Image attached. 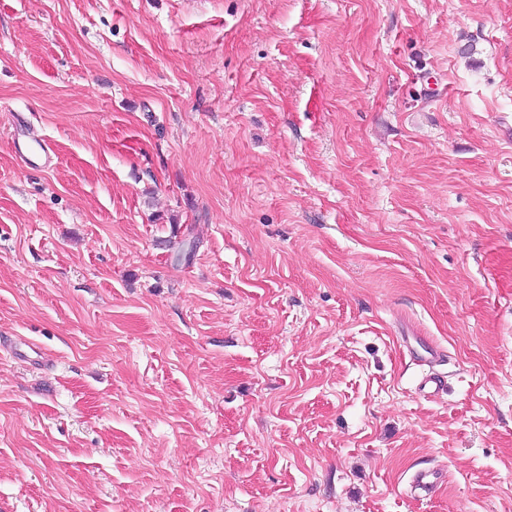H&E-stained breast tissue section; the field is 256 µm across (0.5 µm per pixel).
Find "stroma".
I'll return each instance as SVG.
<instances>
[{
    "mask_svg": "<svg viewBox=\"0 0 512 512\" xmlns=\"http://www.w3.org/2000/svg\"><path fill=\"white\" fill-rule=\"evenodd\" d=\"M0 512H512V0H0ZM12 147L26 167L37 168L49 162L51 147L45 140L14 138ZM441 479L442 473L437 470H421L413 475L411 488L415 495L419 497L431 496L435 492Z\"/></svg>",
    "mask_w": 512,
    "mask_h": 512,
    "instance_id": "obj_1",
    "label": "stroma"
}]
</instances>
